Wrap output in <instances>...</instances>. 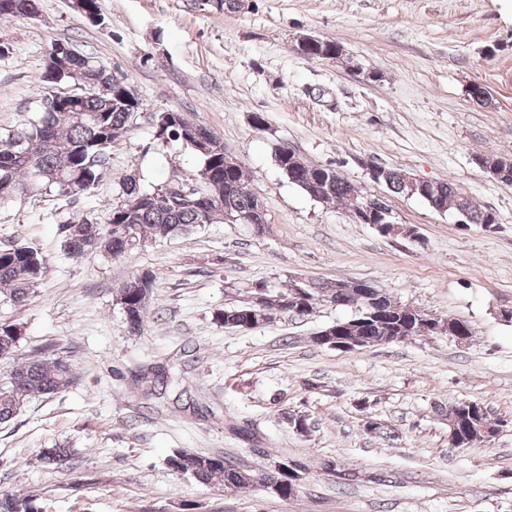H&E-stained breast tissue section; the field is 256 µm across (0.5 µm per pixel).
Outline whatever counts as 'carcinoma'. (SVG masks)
<instances>
[{"label": "carcinoma", "instance_id": "obj_1", "mask_svg": "<svg viewBox=\"0 0 512 512\" xmlns=\"http://www.w3.org/2000/svg\"><path fill=\"white\" fill-rule=\"evenodd\" d=\"M38 0H0V20L18 15H32ZM51 69L58 72L60 83H72L80 88L93 85L91 92H71L73 105L67 110L48 112L41 108L37 117L26 127L7 139H0V197L10 203L24 195L30 185H38L44 193L73 198L91 190L103 177L108 152L112 142L128 127L134 115L133 106L118 100L112 93H104L99 85L111 83L112 73L97 65L92 57L74 51L59 54ZM199 123L182 112L158 115L156 136L163 140H179L202 161L196 178L206 190L195 191L201 202L195 205L174 204L166 186L152 191L141 188L136 177L125 180L122 200L112 207L106 224L87 220L58 225L61 247L73 259L94 253L112 258H123L135 251L186 237L206 224L224 223V212L234 217L253 211L257 198L244 186V172L240 165L224 155L213 134L199 140L193 129ZM290 149L275 151V164L288 180L303 191L320 179L325 184L321 199L340 203L359 212L369 196L361 194L351 181L334 172L306 163L297 168H285ZM378 182L395 194L415 196L432 209L442 212L467 211V222L487 227L496 223L493 213L483 211L452 193L454 184L437 182L431 186H410L402 178V171L382 167ZM46 257L32 246L13 243L0 247V303L23 307L34 295L40 284ZM360 281H348L346 287L337 288L324 282L310 281L305 286L307 298L298 300L286 288L267 304L249 301L244 305L229 306L213 314V320L230 328L254 329L280 313L309 315L321 303L336 307H364L357 288ZM157 288V275L150 269H139L131 280L118 291L117 303L121 306L127 329L140 333L144 327L149 302ZM386 311L374 320L361 315L354 319L350 334L362 338V345H390V337L398 335L397 329L405 327V335L425 336L429 324L436 319L419 310L402 305L384 296ZM23 339L17 324H0V361L11 359ZM76 381L71 363L45 351L30 360L13 366L0 377V423L19 415L33 399L49 397L62 392ZM468 423L466 447L484 441V431L493 429V422L485 407L477 401L462 405ZM69 461L70 450L63 447L48 448L39 461L45 466L59 467L57 459ZM168 466L176 473L189 476L201 483L220 488H249L262 485L281 498L294 495L288 471L306 475L299 463L288 462L287 471L264 470L254 472L233 464L227 458L189 452H178L167 459ZM0 512H37L33 501L5 493L0 495Z\"/></svg>", "mask_w": 512, "mask_h": 512}]
</instances>
